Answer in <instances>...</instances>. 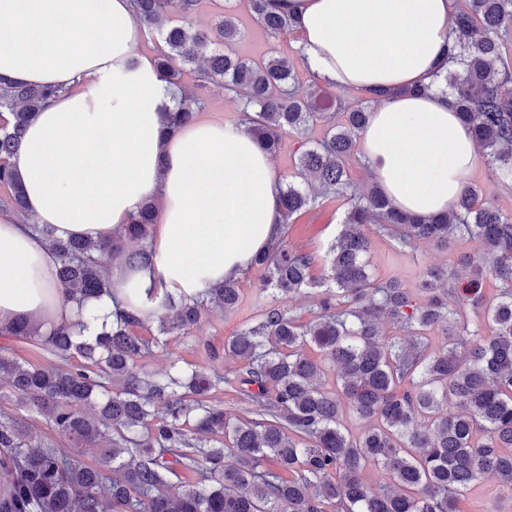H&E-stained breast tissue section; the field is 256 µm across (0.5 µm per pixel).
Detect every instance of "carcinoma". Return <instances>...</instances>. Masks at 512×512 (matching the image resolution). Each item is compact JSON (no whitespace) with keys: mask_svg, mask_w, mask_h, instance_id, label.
<instances>
[{"mask_svg":"<svg viewBox=\"0 0 512 512\" xmlns=\"http://www.w3.org/2000/svg\"><path fill=\"white\" fill-rule=\"evenodd\" d=\"M463 2L451 26L457 69L402 92L448 96L497 181L509 185L512 55L504 60L503 48L512 0ZM246 4L269 34L295 32L294 19L272 0ZM199 5L135 0L134 19L167 46L156 63L166 86H178L182 69L196 66L201 81L223 86L242 104L248 131L271 156L286 136L327 126L299 154V181L282 188L281 229L252 262L262 291L292 299L316 290V309L305 319L289 306L263 304L224 342V352L242 362L224 378L177 366L149 376L137 362L169 337L189 334L202 315L237 310L234 278L198 297L176 296L162 284L149 293L146 316L118 307L93 338L67 325L42 333L21 317L0 326L40 342L61 362L80 360L70 370L25 365L1 350L0 378L61 435L104 450L102 462L90 465L1 417L0 512H460L461 499L485 475L512 493V215L467 185L448 213L420 217L396 209L375 185L351 203L324 254L289 245L295 215L321 197L344 195L347 162L370 111L361 103L320 111L294 91L299 76L288 58L238 56L234 19L200 30L193 23ZM58 93L50 85L0 86V113L12 116L0 125V202L22 215L24 191L10 159L29 122ZM197 109L187 94L174 98L169 131L192 123ZM156 212L157 203L146 201L104 241L64 240L49 224L31 225L56 252V282L80 314H93L87 303L113 293L106 258L125 254L131 273L152 268ZM371 233L409 253L420 241L446 245L463 234L481 252L458 256L466 276L430 268L410 290L398 278H374ZM127 240L137 248L125 250ZM487 275L497 285L491 298L481 288ZM386 321L404 334L387 335ZM222 383L245 403L244 414L211 404ZM352 417L365 422L357 434L346 425ZM229 456L236 464L226 463ZM372 467L389 481L369 482Z\"/></svg>","mask_w":512,"mask_h":512,"instance_id":"1","label":"carcinoma"}]
</instances>
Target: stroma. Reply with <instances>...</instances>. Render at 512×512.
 Returning <instances> with one entry per match:
<instances>
[{
    "label": "stroma",
    "instance_id": "obj_1",
    "mask_svg": "<svg viewBox=\"0 0 512 512\" xmlns=\"http://www.w3.org/2000/svg\"><path fill=\"white\" fill-rule=\"evenodd\" d=\"M225 14L234 18L241 32L235 46L238 54L257 60L274 55L297 61V35L274 37L265 33L252 18L245 0H201L195 24L207 29ZM181 84L200 100L198 120L237 122L240 104L222 87L199 82L192 70L184 72ZM347 209L346 199L329 196L320 200L318 205L290 224V245L301 250L323 252L339 230ZM479 249V242L464 238L454 240L445 249L423 242L414 255H400L395 252L390 238L376 236L372 239L370 257L379 277L396 276L405 287L412 288L422 269L454 264L460 253H475ZM258 279V273L253 270L242 274L239 278L241 304L235 312H212L203 316L189 335L171 338L166 348L154 349L151 355L141 359L138 363L140 372L154 374L165 370L170 362L176 360L210 374L216 372L224 376L234 373L240 362L224 355V341L238 333L262 306L264 298L258 290ZM1 410L17 419L35 439L61 448L68 447V440L54 429L47 417L24 406L4 379H0ZM460 508L462 512H512V496L500 493L496 480L487 477L461 501Z\"/></svg>",
    "mask_w": 512,
    "mask_h": 512
}]
</instances>
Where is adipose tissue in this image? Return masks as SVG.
<instances>
[{
    "label": "adipose tissue",
    "mask_w": 512,
    "mask_h": 512,
    "mask_svg": "<svg viewBox=\"0 0 512 512\" xmlns=\"http://www.w3.org/2000/svg\"><path fill=\"white\" fill-rule=\"evenodd\" d=\"M276 2L296 18L313 73L342 90L387 91L363 144L392 203L449 211L479 161L471 130L446 97L400 89L443 66L453 0ZM142 38L132 0H0V80L63 89L11 159L34 223L63 239H107L160 201L154 270L116 284L135 314L158 283L192 297L239 276L281 220L273 162L244 126L199 122L166 135L173 102ZM57 263L31 225L0 208V325L20 315L44 331L78 321Z\"/></svg>",
    "instance_id": "ef3b65f1"
}]
</instances>
